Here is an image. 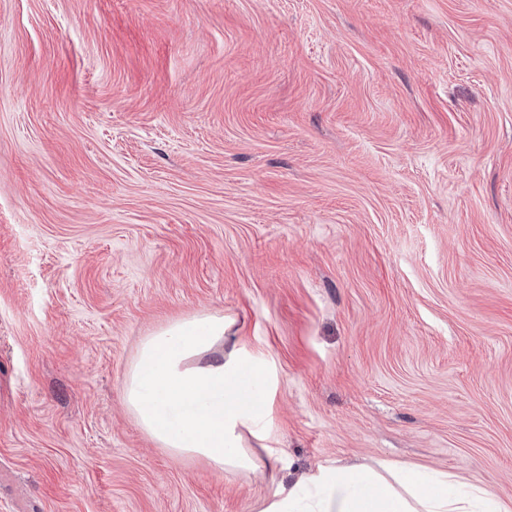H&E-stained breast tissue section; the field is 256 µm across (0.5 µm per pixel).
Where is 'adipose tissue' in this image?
I'll use <instances>...</instances> for the list:
<instances>
[{
  "label": "adipose tissue",
  "instance_id": "ef3b65f1",
  "mask_svg": "<svg viewBox=\"0 0 512 512\" xmlns=\"http://www.w3.org/2000/svg\"><path fill=\"white\" fill-rule=\"evenodd\" d=\"M232 325L230 318L199 313L139 345L124 402L172 456L199 458L220 472L267 471L273 491L258 512H512V500L486 486L394 461L320 464L284 483L267 447L270 369L263 355L239 345ZM249 437L264 444V453L245 448Z\"/></svg>",
  "mask_w": 512,
  "mask_h": 512
}]
</instances>
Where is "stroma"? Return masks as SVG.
Wrapping results in <instances>:
<instances>
[{"instance_id":"35a3bbf8","label":"stroma","mask_w":512,"mask_h":512,"mask_svg":"<svg viewBox=\"0 0 512 512\" xmlns=\"http://www.w3.org/2000/svg\"><path fill=\"white\" fill-rule=\"evenodd\" d=\"M234 318L279 479L512 499V0H0V512H256L127 411Z\"/></svg>"}]
</instances>
